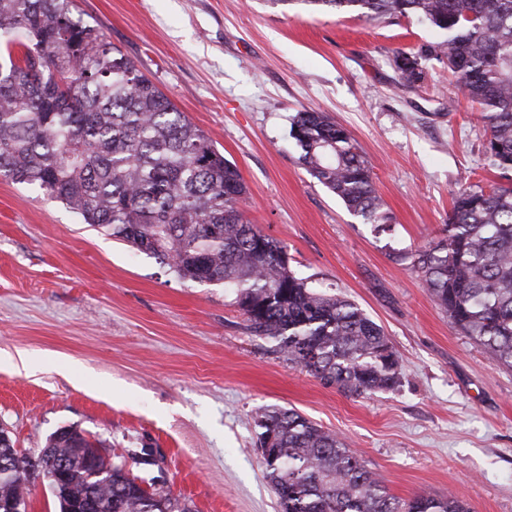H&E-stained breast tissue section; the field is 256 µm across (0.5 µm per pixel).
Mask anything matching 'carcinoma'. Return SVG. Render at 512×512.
Instances as JSON below:
<instances>
[{
  "label": "carcinoma",
  "mask_w": 512,
  "mask_h": 512,
  "mask_svg": "<svg viewBox=\"0 0 512 512\" xmlns=\"http://www.w3.org/2000/svg\"><path fill=\"white\" fill-rule=\"evenodd\" d=\"M369 20L415 15L444 39L398 53L402 82L419 60L441 57L480 107L492 165L512 168V0H273ZM74 0H0V176L33 185L103 234L154 258L179 278L222 284L245 329L276 343L289 362L348 395L394 388L399 356L351 300L316 290L288 266L284 246L245 215L237 166L97 28L74 18ZM299 162L349 212L385 229L391 217L372 168L327 113L291 120ZM436 304L498 365L512 369V188L477 187L453 202L444 238L413 254ZM260 447L274 437L265 477L281 512H470L452 495L389 494L333 432L293 409L257 412ZM31 473L11 442L0 458L15 477L0 501L31 480H61L59 512L92 498L93 512H191L161 488L129 478L126 461L69 427L52 434ZM98 469L112 473L99 485Z\"/></svg>",
  "instance_id": "cac0c4a2"
}]
</instances>
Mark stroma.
I'll return each instance as SVG.
<instances>
[{
  "instance_id": "obj_1",
  "label": "stroma",
  "mask_w": 512,
  "mask_h": 512,
  "mask_svg": "<svg viewBox=\"0 0 512 512\" xmlns=\"http://www.w3.org/2000/svg\"><path fill=\"white\" fill-rule=\"evenodd\" d=\"M238 167L247 218L290 269L381 325L400 383L370 396L324 386L250 336L230 292L178 278L83 224L39 188L0 177V424L19 448L75 426L113 460L151 448L194 512H278L255 411L292 408L345 440L401 498L452 494L512 512V371L465 336L409 256L439 237L455 196L512 186L491 167L478 111L447 59L402 85L393 60L440 33L415 17L284 10L271 0H76ZM328 113L370 163L392 218L351 214L301 165L289 135ZM24 353L30 372L12 360Z\"/></svg>"
}]
</instances>
